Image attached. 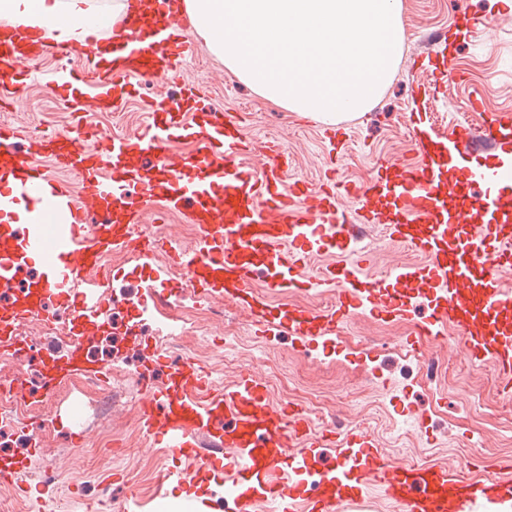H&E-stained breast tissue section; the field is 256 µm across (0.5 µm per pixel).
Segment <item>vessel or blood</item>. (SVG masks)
I'll return each instance as SVG.
<instances>
[{
    "label": "vessel or blood",
    "mask_w": 512,
    "mask_h": 512,
    "mask_svg": "<svg viewBox=\"0 0 512 512\" xmlns=\"http://www.w3.org/2000/svg\"><path fill=\"white\" fill-rule=\"evenodd\" d=\"M140 3L126 0L124 19L110 32L88 29L84 68L59 71L56 93L68 109H118L125 80L176 77L192 56L188 28L175 21L171 0H155L149 14ZM50 47L43 29L1 25L0 70ZM145 110V129L122 139L95 133L85 141L65 132L38 138L39 154L53 161L49 168L36 156H19L12 127L0 125V212L21 203L30 216L23 233L9 227L0 234V284L23 263L43 270L23 299L0 307L1 342H11L24 321L50 319L58 304L72 310V335H85L111 298L81 270L118 247L142 256L158 249V238L135 231L158 199L197 229L192 249L170 248L171 264L200 295L221 294L249 310L256 332L267 325L261 311L267 289L335 292L328 313L282 310L280 323L295 336L320 335L360 309L405 318L410 293L424 289L433 301L419 322L422 332L435 336L453 326L472 358L494 359L512 381V293L498 280L512 262L511 112L484 114L476 96L470 110L478 123L456 125L442 139L415 128L422 164L383 167L352 189L356 205L349 211L339 203L337 183L315 190L303 180L287 182L288 156L278 141L265 142L261 170L243 166L239 158L251 143L240 122L211 106L194 83L181 82L177 97L151 98ZM183 137L197 142L194 157L178 149ZM479 152L489 163L476 161ZM58 169L78 178L87 208L73 205L54 175ZM372 224L428 260L393 269L390 291L363 273L368 255L361 230ZM321 251L340 259L306 275L310 255ZM261 271L267 279L259 289ZM51 359L50 393L71 376L101 372L76 343ZM139 378L148 385L141 409L146 435L196 462L190 473L168 469L164 481L220 476L227 512H255L260 501L268 512H333L373 486L404 512H470L512 500V484L493 477L465 479L445 467L391 463L358 428L340 436L337 464L324 468L323 443L307 417L273 401L252 375L217 389L194 362L160 351Z\"/></svg>",
    "instance_id": "obj_1"
}]
</instances>
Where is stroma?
I'll list each match as a JSON object with an SVG mask.
<instances>
[{
    "label": "stroma",
    "mask_w": 512,
    "mask_h": 512,
    "mask_svg": "<svg viewBox=\"0 0 512 512\" xmlns=\"http://www.w3.org/2000/svg\"><path fill=\"white\" fill-rule=\"evenodd\" d=\"M401 24L404 50L393 78L366 112L339 122L347 137L341 153L329 143L326 124L265 101L228 72L201 39H193L194 54L180 74L214 105L240 118L254 143L244 163L262 166L264 142L276 140L291 161L287 181L303 180L316 189L332 172L340 181L360 184L386 163L416 161L409 116L418 109H427L440 136L456 124L474 122L472 90L482 91L486 112L512 109V0H402ZM437 30L447 37L456 74L425 90L417 58L435 51L431 36ZM83 63L82 55L52 51L21 63L28 78L18 89L19 100L0 110V118L16 130L18 151L57 131L94 129L119 138L140 130L147 123L144 99L176 89L172 82L143 80L117 111L90 112L80 120L54 94L53 80L62 68ZM365 234L373 249L369 279H383L398 264L424 262L423 256L389 245L380 228ZM104 289L112 305L99 314L103 331L89 353L116 374L103 379L88 427L71 419L82 400L79 393L50 398L41 412L45 428L39 445L23 453L21 512H113L116 495L136 502V512H157L158 504L177 492V485L163 487L159 479L165 468L180 465V458L150 446L140 422L145 386L137 374L155 347L192 358L219 387L251 374L262 379L275 401L319 396L323 405L312 421L315 431L362 429L395 463L409 458L481 476L489 464L512 460V419L502 412L503 404L512 402V390L493 359L467 358L463 339L439 347L448 373L432 388L411 376L428 352L404 320L359 312L336 335L293 336L273 323L266 335L257 336L248 311L224 297L185 290L169 280L163 260L153 254L113 260ZM193 304L209 310L205 328L186 322L185 309ZM228 322L240 336L232 352L224 348ZM344 335L357 337L360 349L341 343ZM48 469L56 482L45 490L39 478Z\"/></svg>",
    "instance_id": "stroma-1"
}]
</instances>
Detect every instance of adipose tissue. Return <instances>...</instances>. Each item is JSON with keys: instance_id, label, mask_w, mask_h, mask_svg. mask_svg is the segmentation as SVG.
I'll list each match as a JSON object with an SVG mask.
<instances>
[{"instance_id": "1", "label": "adipose tissue", "mask_w": 512, "mask_h": 512, "mask_svg": "<svg viewBox=\"0 0 512 512\" xmlns=\"http://www.w3.org/2000/svg\"><path fill=\"white\" fill-rule=\"evenodd\" d=\"M124 8L123 0H113L108 9L95 0H0V18L41 27L54 42L67 45L81 42L85 22L108 12L120 16Z\"/></svg>"}]
</instances>
